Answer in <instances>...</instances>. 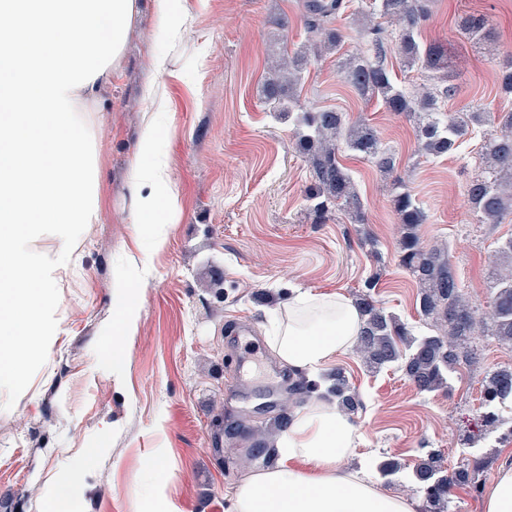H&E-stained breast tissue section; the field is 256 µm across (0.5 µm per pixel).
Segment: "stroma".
Here are the masks:
<instances>
[{
  "instance_id": "stroma-1",
  "label": "stroma",
  "mask_w": 512,
  "mask_h": 512,
  "mask_svg": "<svg viewBox=\"0 0 512 512\" xmlns=\"http://www.w3.org/2000/svg\"><path fill=\"white\" fill-rule=\"evenodd\" d=\"M303 0H176L179 35L160 32L153 0L139 13L110 83L94 108L104 121L97 134L99 212L78 243L76 266L57 284L48 312L54 328L43 356L26 362L25 396L0 395V512H45L66 472L94 448L98 459L85 476L77 512H232L231 490L245 474L238 458L250 452L283 414L318 400V393L288 395L279 374L300 372L270 349V314L285 311L298 291L352 296L376 277L374 301L412 327L430 332L419 314L418 290L401 267L390 201L400 179L425 209L424 244L444 242L459 284L485 318L492 276L490 256L512 221L474 223L466 187L477 150L490 127L469 129L450 155H421L415 124L365 101L340 74L336 57L311 59L296 95L308 109L333 108L347 122L363 119L396 160L385 175L367 158L341 150L364 202L365 221L333 212L316 223L305 195L310 167L297 148L295 126L262 95L271 60L304 43ZM467 13L486 15L494 49L466 40L458 29ZM424 39L447 42L457 92L449 113L476 106L512 109L496 76L512 58V0H430ZM165 55L156 72V55ZM155 85L163 100L158 121L179 215L163 225L166 245L150 251L128 222L127 174L149 110L143 98ZM139 286L141 313L121 375L109 364L107 323L112 292ZM246 324L247 380H237L239 353L230 335ZM476 366L461 365L451 392H421L395 366L370 371L354 352L336 359L361 405L354 413L360 437L352 466L376 471L386 459L403 469L388 492L426 512L409 471L429 451L454 470L472 453L492 462L478 475L495 478L512 442L481 437L482 381L512 364V351L477 336ZM161 456L150 473L142 463Z\"/></svg>"
}]
</instances>
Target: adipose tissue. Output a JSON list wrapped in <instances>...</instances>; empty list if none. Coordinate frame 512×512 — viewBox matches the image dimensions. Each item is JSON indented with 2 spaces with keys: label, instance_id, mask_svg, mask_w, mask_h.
Masks as SVG:
<instances>
[{
  "label": "adipose tissue",
  "instance_id": "1",
  "mask_svg": "<svg viewBox=\"0 0 512 512\" xmlns=\"http://www.w3.org/2000/svg\"><path fill=\"white\" fill-rule=\"evenodd\" d=\"M137 12V0H0V390L23 386L24 362L51 333L55 276L98 216L99 121L90 107ZM162 141L147 119L131 171L129 222L136 234H149L155 250L166 239L148 226L160 218L174 223L179 211ZM47 232L57 242L50 256L32 247ZM140 309L135 289L113 292V374L125 369ZM360 327L347 297L300 291L282 317L271 318L267 342L288 366L317 375L352 349ZM357 432L334 401L301 407L275 440L281 463L234 488L233 512H414L406 497L347 470Z\"/></svg>",
  "mask_w": 512,
  "mask_h": 512
}]
</instances>
